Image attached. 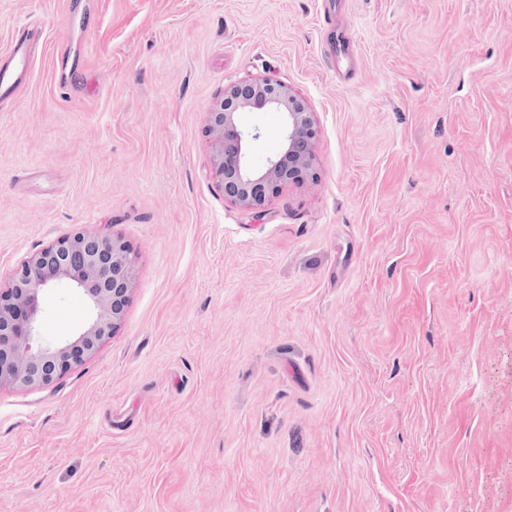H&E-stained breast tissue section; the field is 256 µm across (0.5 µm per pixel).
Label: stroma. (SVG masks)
Instances as JSON below:
<instances>
[{
  "label": "stroma",
  "instance_id": "obj_1",
  "mask_svg": "<svg viewBox=\"0 0 512 512\" xmlns=\"http://www.w3.org/2000/svg\"><path fill=\"white\" fill-rule=\"evenodd\" d=\"M31 18L0 283L81 227L137 277L95 355L0 388V512H512V0H0V51ZM254 77L320 131L261 217L204 136Z\"/></svg>",
  "mask_w": 512,
  "mask_h": 512
}]
</instances>
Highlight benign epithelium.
<instances>
[{"mask_svg":"<svg viewBox=\"0 0 512 512\" xmlns=\"http://www.w3.org/2000/svg\"><path fill=\"white\" fill-rule=\"evenodd\" d=\"M242 112L280 114L277 153L254 161L262 132L240 129ZM205 134L219 189L245 211L261 214L284 185L316 178L318 126L307 101L284 82L251 78L225 86L206 112ZM136 276L121 239L84 230L22 261L0 287V387L38 390L94 355L121 322ZM59 288L78 294L87 316L68 337L47 341L39 334L45 299Z\"/></svg>","mask_w":512,"mask_h":512,"instance_id":"1","label":"benign epithelium"}]
</instances>
